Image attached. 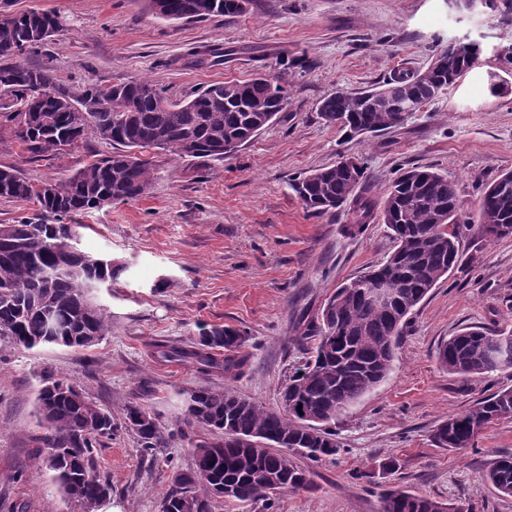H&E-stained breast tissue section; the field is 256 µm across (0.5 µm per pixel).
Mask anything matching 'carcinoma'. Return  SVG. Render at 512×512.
<instances>
[{
    "label": "carcinoma",
    "mask_w": 512,
    "mask_h": 512,
    "mask_svg": "<svg viewBox=\"0 0 512 512\" xmlns=\"http://www.w3.org/2000/svg\"><path fill=\"white\" fill-rule=\"evenodd\" d=\"M151 11L169 20L234 17L240 0H149ZM53 10H30L0 18V82L14 86L12 99H0V117L13 123L17 109L28 110L33 126L17 139L31 158L77 147L94 137L113 152L96 158L44 195L18 169L0 166V198L26 202L35 213L15 224H0V335L32 349L43 345L90 348L107 335V313L93 292L110 284L125 263L90 256L76 246L79 225L73 215L102 207V200L129 201L147 194L153 164L144 151L157 148L181 159L225 154L274 121L283 111L287 89L276 77L258 75L243 82L214 84L192 99L174 103L151 81L117 73L106 84L74 88L57 81L48 66L26 57L45 47L63 29ZM482 48L448 47L423 71L396 69L382 85L362 92L337 91L323 99L321 118L354 136L402 125L400 105H426L456 85L473 68ZM304 207L325 214L350 206V233L363 232L374 219L391 231L396 246L384 263L339 287L310 320L300 340L310 341L309 358L280 392V409L269 410L226 385L199 387L184 406L187 426L219 431L224 438L196 446L193 466L178 470L162 512H214L215 497L226 487L230 501L274 508L278 492L314 490L307 472L289 452L309 460L333 456L338 445L331 423L390 373L407 317L460 258V230L468 225L456 184L428 168L405 169L377 196L363 164H336L312 171L292 185ZM478 234L484 239L512 236V170L485 185L478 198ZM396 279L397 296L388 304L368 301L363 289L383 268ZM245 336L232 327L212 325L184 346L155 344V357L234 378L247 366ZM443 368L464 377L512 367V331L471 326L440 344ZM40 416L51 434L43 447L57 449L48 460L62 492L83 509L112 494L101 476L94 449L131 431L144 451L165 445L164 431L142 404L132 401L117 420L65 378H56L38 398ZM512 417V389H500L433 430L441 448L475 445L489 423ZM278 491H267L266 478ZM512 497V453L500 452L482 475ZM381 512H459L457 506L401 489L384 491Z\"/></svg>",
    "instance_id": "carcinoma-1"
}]
</instances>
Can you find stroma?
<instances>
[{"mask_svg":"<svg viewBox=\"0 0 512 512\" xmlns=\"http://www.w3.org/2000/svg\"><path fill=\"white\" fill-rule=\"evenodd\" d=\"M33 9L66 20L29 58L66 84H100L123 72L181 101L262 73L283 82L288 103L224 156L201 162L150 150L147 195L75 216L80 249L127 268L96 296L111 318L96 346L28 350L0 336V512H78L36 452L46 433L37 400L46 373L116 416L139 401L165 429L166 447L149 453L129 432L96 449L97 469L112 483L104 512H162L174 471L191 465L195 444L214 438L183 424L182 392L223 387V376L157 361L153 343L189 344L203 325L241 330L250 362L232 386L279 408L283 385L307 359L298 338L309 321L336 288L385 262L395 246L381 221L352 234L347 207L314 215L296 197L295 179L349 157L381 190L412 166L448 176L470 226L458 266L410 315L392 371L337 417L336 455L296 457L315 491L276 494L273 512H380L387 488L512 512V497L481 479L495 452H512V418L489 424L461 452L431 439L449 415L512 388V369L465 378L436 358L438 345L463 327L512 329V236L486 241L475 229L484 184L512 170V0L471 11L453 0H249L241 15L194 21L155 17L148 0H0L5 14ZM466 36L483 47L476 66L401 126L349 139L321 118L331 93L377 87L401 67L425 69L449 40ZM494 77L508 92L490 95ZM111 151L92 138L31 160L0 128V165L36 184L65 181ZM389 457L395 472L371 483L356 478Z\"/></svg>","mask_w":512,"mask_h":512,"instance_id":"stroma-1","label":"stroma"}]
</instances>
